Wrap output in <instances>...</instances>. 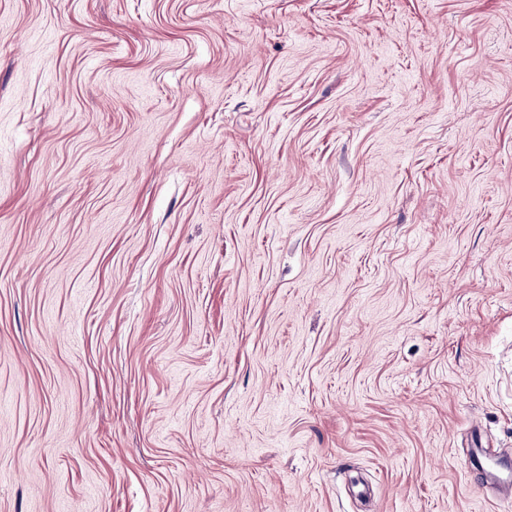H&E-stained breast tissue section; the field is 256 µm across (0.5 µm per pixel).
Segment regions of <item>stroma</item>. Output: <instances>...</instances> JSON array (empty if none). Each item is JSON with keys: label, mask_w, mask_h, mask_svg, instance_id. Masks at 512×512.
Returning a JSON list of instances; mask_svg holds the SVG:
<instances>
[{"label": "stroma", "mask_w": 512, "mask_h": 512, "mask_svg": "<svg viewBox=\"0 0 512 512\" xmlns=\"http://www.w3.org/2000/svg\"><path fill=\"white\" fill-rule=\"evenodd\" d=\"M512 0H0V512H512Z\"/></svg>", "instance_id": "35a3bbf8"}]
</instances>
